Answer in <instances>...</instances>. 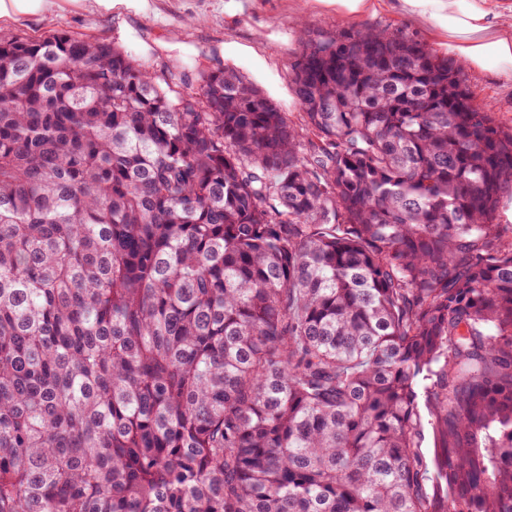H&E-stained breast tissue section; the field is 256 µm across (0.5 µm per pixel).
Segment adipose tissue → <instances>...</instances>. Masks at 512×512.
<instances>
[{
	"label": "adipose tissue",
	"mask_w": 512,
	"mask_h": 512,
	"mask_svg": "<svg viewBox=\"0 0 512 512\" xmlns=\"http://www.w3.org/2000/svg\"><path fill=\"white\" fill-rule=\"evenodd\" d=\"M448 38V52L478 70L512 78V0H393ZM79 10L87 21L100 14H147L151 0H0V25Z\"/></svg>",
	"instance_id": "obj_1"
}]
</instances>
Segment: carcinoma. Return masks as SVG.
<instances>
[{"label": "carcinoma", "mask_w": 512, "mask_h": 512, "mask_svg": "<svg viewBox=\"0 0 512 512\" xmlns=\"http://www.w3.org/2000/svg\"><path fill=\"white\" fill-rule=\"evenodd\" d=\"M299 40L308 151L233 70L0 37V512H512V128Z\"/></svg>", "instance_id": "carcinoma-1"}]
</instances>
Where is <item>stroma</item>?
Listing matches in <instances>:
<instances>
[{
  "mask_svg": "<svg viewBox=\"0 0 512 512\" xmlns=\"http://www.w3.org/2000/svg\"><path fill=\"white\" fill-rule=\"evenodd\" d=\"M147 15H123L87 22L75 13L51 16L38 22H19L0 28V35L38 39L59 33L86 41H105L121 48L149 71L167 66L183 74L176 89H197L200 65L237 71L244 80L264 88L265 73H272L285 96L275 105L293 124H301V107L291 99V65L300 52L297 24L309 28L349 31L363 26L401 31L447 57L443 41L414 16L383 9L368 16H347L321 0H153ZM247 46V54L229 61L224 46ZM462 80L474 102L505 127L512 126V80L464 67Z\"/></svg>",
  "mask_w": 512,
  "mask_h": 512,
  "instance_id": "35a3bbf8",
  "label": "stroma"
}]
</instances>
